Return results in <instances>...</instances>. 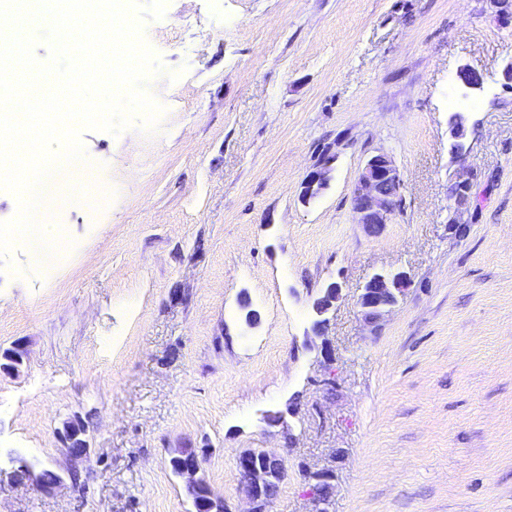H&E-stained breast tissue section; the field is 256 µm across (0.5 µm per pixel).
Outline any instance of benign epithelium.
<instances>
[{
    "label": "benign epithelium",
    "mask_w": 512,
    "mask_h": 512,
    "mask_svg": "<svg viewBox=\"0 0 512 512\" xmlns=\"http://www.w3.org/2000/svg\"><path fill=\"white\" fill-rule=\"evenodd\" d=\"M459 78L467 89L480 90L484 85V75L470 67L459 72ZM450 135L454 139L453 151L462 156L467 135V116L455 112L449 118ZM331 158H325L301 183L300 195L316 199L328 188L330 182ZM403 178L391 158L385 153L371 155L364 163L353 188V210L357 223L368 231L376 232L389 223L401 202ZM411 284L409 274L400 267L384 268L374 272L364 283L359 295V305L364 320L375 324L397 307L406 296ZM342 295V284L329 283L311 301L313 312L310 326L316 336L325 333L329 325V315L335 310ZM82 433L79 420L71 419L64 423L60 431L61 440L67 447L69 460L73 463L89 461V443L72 440ZM193 455L180 468V479L184 486L191 488L196 483L203 454L195 448H178L170 454V459L179 461ZM240 477L249 499L250 508L246 512H268L274 496L270 493L268 470L253 466L244 456L239 457Z\"/></svg>",
    "instance_id": "1"
}]
</instances>
